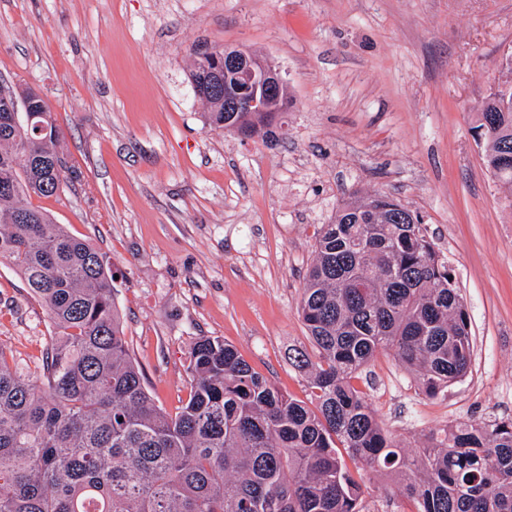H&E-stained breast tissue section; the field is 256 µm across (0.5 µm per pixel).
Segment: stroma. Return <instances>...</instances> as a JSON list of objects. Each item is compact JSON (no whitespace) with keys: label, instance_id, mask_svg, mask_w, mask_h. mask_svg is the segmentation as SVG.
I'll return each mask as SVG.
<instances>
[{"label":"stroma","instance_id":"1","mask_svg":"<svg viewBox=\"0 0 512 512\" xmlns=\"http://www.w3.org/2000/svg\"><path fill=\"white\" fill-rule=\"evenodd\" d=\"M267 58L292 104L274 140L210 128L199 48ZM512 54V0H0V82L52 107L74 172L32 197L105 256L149 396L186 403L190 349L233 345L310 401L292 349L315 231L345 198L422 216L470 316L471 367L437 397L392 353L356 385L406 449L462 420L512 418V186L486 169L475 113ZM51 326L0 264V345L21 374Z\"/></svg>","mask_w":512,"mask_h":512}]
</instances>
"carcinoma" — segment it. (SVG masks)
<instances>
[{"label":"carcinoma","instance_id":"cac0c4a2","mask_svg":"<svg viewBox=\"0 0 512 512\" xmlns=\"http://www.w3.org/2000/svg\"><path fill=\"white\" fill-rule=\"evenodd\" d=\"M0 96V263L15 268L54 328L25 377L0 347V512H363L383 472L408 512H512V418L457 422L406 453L353 381L391 351L434 398L467 375L470 317L426 225L387 195L349 199L315 233L299 313L311 350L291 363L312 401L286 396L217 338L190 351L189 399L156 405L134 363L105 256L28 198L66 182L62 133L31 88ZM209 126L224 98L208 95ZM19 105L15 121L4 107ZM484 163L512 184V87Z\"/></svg>","mask_w":512,"mask_h":512}]
</instances>
